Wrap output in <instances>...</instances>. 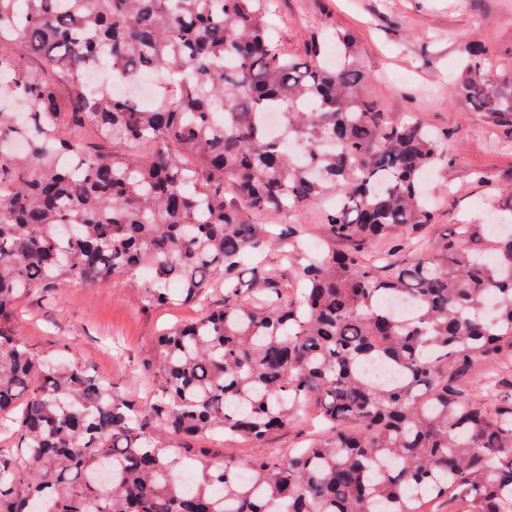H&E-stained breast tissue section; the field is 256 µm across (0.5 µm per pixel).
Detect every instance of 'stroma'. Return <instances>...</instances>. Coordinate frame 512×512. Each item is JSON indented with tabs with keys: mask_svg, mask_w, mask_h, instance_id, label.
Segmentation results:
<instances>
[{
	"mask_svg": "<svg viewBox=\"0 0 512 512\" xmlns=\"http://www.w3.org/2000/svg\"><path fill=\"white\" fill-rule=\"evenodd\" d=\"M269 10L279 41L291 54H303L310 36L331 47L338 32H352V61L365 76L356 92L388 120L454 130L447 145L451 165L439 167L427 181L436 221L409 236L406 253L434 248L452 225L486 222L494 188L475 182L474 174L484 171L495 183L512 182V135L488 113L465 107L455 87L472 45L484 49L489 78H512V0H270ZM223 305L224 289L217 286L202 309L149 307L141 289L108 279L91 286L72 283L24 301L14 327L34 352L81 365L110 382L118 396L145 404L155 385L143 363L161 330ZM318 432L309 419L262 446L228 443L220 436L202 437L198 445L213 458L245 462L271 448L290 455Z\"/></svg>",
	"mask_w": 512,
	"mask_h": 512,
	"instance_id": "35a3bbf8",
	"label": "stroma"
}]
</instances>
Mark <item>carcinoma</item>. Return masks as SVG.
Segmentation results:
<instances>
[{"label": "carcinoma", "mask_w": 512, "mask_h": 512, "mask_svg": "<svg viewBox=\"0 0 512 512\" xmlns=\"http://www.w3.org/2000/svg\"><path fill=\"white\" fill-rule=\"evenodd\" d=\"M267 15V0H0V88L27 105L0 109V414L15 425L0 512H436L439 499L512 512V233L460 224L401 267L364 264L378 240L391 257L433 223L424 177L451 164L453 131L386 121L356 94L348 34L332 66L315 35L288 54ZM483 56L467 51L457 97L512 127V80L486 79ZM103 63L124 82L157 74L154 103L87 83ZM270 109L285 136L266 131ZM328 197L343 250L311 255L288 225L247 221ZM495 202L502 223L512 185ZM273 248L297 263L295 298L257 262ZM143 268L149 306L200 305L224 285L221 310L158 337L144 407L36 355L12 326L36 292ZM477 362L480 396L467 380ZM310 404L320 435L286 459L217 462L167 441L260 444Z\"/></svg>", "instance_id": "carcinoma-1"}]
</instances>
